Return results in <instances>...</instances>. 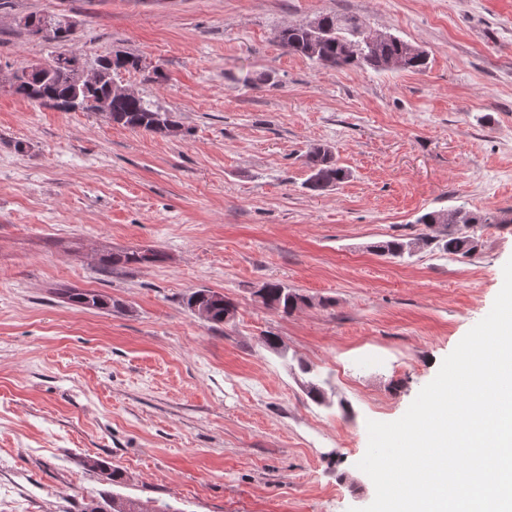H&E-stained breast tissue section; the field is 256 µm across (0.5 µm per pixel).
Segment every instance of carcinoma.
Wrapping results in <instances>:
<instances>
[{"instance_id":"1","label":"carcinoma","mask_w":512,"mask_h":512,"mask_svg":"<svg viewBox=\"0 0 512 512\" xmlns=\"http://www.w3.org/2000/svg\"><path fill=\"white\" fill-rule=\"evenodd\" d=\"M278 40L288 52L306 57L313 62L330 68L348 66L369 67L376 71L410 70L421 72L427 66V53L398 36L378 33L367 29L354 15L339 12L318 14L314 19L292 23L283 28ZM71 57H57L49 64L46 74H14L10 90L23 98L39 101L67 110L82 109L98 111L97 102L110 99V111L103 113L109 121L125 127L141 129L162 136H176L180 124L173 113L163 110L144 100L139 95L118 94L112 90L113 73L128 67L138 68L139 59L119 53L115 57L97 60L100 72L96 79L87 81L75 71ZM309 171L306 185L313 191H321L343 181L346 170L336 166L332 150L325 146L311 148L305 156ZM417 223L432 229L436 226L448 228V234L436 239L424 235L420 241L430 244L438 241L437 247L444 253L467 256L477 247V228L489 223V218L477 214L432 211L418 218ZM377 250L393 257L412 255L413 246L400 241H387ZM153 251H127L113 253L102 259L103 266H125L155 260ZM67 299L75 305L107 309L112 300L95 291L68 288L64 291ZM264 304L285 313L297 308L301 301L299 294L279 282H268L258 291ZM187 306L198 316L219 325L233 317L235 306L224 299V295L210 289H199L187 299ZM112 512H153L130 499L112 498Z\"/></svg>"}]
</instances>
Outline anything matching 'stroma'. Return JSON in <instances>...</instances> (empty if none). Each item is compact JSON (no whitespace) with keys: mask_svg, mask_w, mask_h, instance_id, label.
I'll list each match as a JSON object with an SVG mask.
<instances>
[{"mask_svg":"<svg viewBox=\"0 0 512 512\" xmlns=\"http://www.w3.org/2000/svg\"><path fill=\"white\" fill-rule=\"evenodd\" d=\"M328 11L422 47L426 71L325 68L280 45ZM30 15L65 18L70 41L31 34ZM118 51L140 66L116 82L181 135L9 90L23 67ZM255 72L270 82L244 85ZM316 145L348 173L322 191L306 186ZM435 210L490 218L472 255L420 244ZM389 240L417 249L376 252ZM147 248L159 260L100 263ZM511 259L512 0H0V512L114 495L162 512H360L375 496L358 467L367 421L403 416ZM273 281L297 309L263 303ZM201 288L234 317L188 309ZM67 299L75 305L82 307H92L97 309H107L112 307V300L95 291H83L77 288H67L64 291ZM186 303L198 316L216 325L231 319L235 311V306L224 299V294L204 288L193 292Z\"/></svg>","mask_w":512,"mask_h":512,"instance_id":"1","label":"stroma"}]
</instances>
